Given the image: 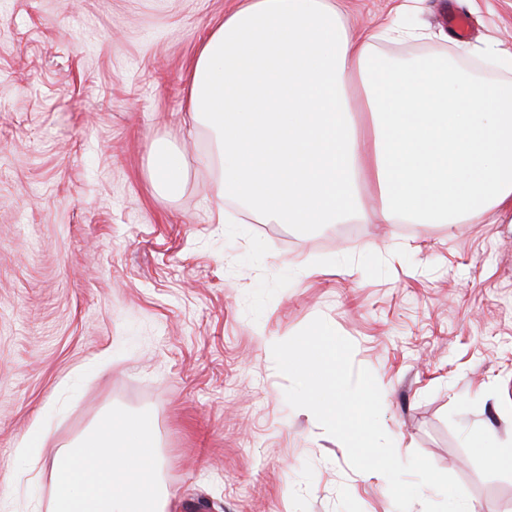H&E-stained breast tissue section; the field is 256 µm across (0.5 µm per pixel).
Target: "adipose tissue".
I'll list each match as a JSON object with an SVG mask.
<instances>
[{
    "label": "adipose tissue",
    "mask_w": 512,
    "mask_h": 512,
    "mask_svg": "<svg viewBox=\"0 0 512 512\" xmlns=\"http://www.w3.org/2000/svg\"><path fill=\"white\" fill-rule=\"evenodd\" d=\"M400 0L377 33L342 26L325 0H240L201 44L188 74L196 123L215 136L220 220L265 215L303 228L371 220L373 183L390 224H456L512 212V50L489 83L438 60L392 67L375 38L416 37ZM360 72L368 90L370 153H362L343 89ZM156 185L182 183L167 144L153 152ZM51 512H167L149 416H105L55 456Z\"/></svg>",
    "instance_id": "adipose-tissue-1"
}]
</instances>
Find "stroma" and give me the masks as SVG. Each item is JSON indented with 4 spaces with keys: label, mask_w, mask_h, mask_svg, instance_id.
<instances>
[{
    "label": "stroma",
    "mask_w": 512,
    "mask_h": 512,
    "mask_svg": "<svg viewBox=\"0 0 512 512\" xmlns=\"http://www.w3.org/2000/svg\"><path fill=\"white\" fill-rule=\"evenodd\" d=\"M467 17L459 36L447 3ZM237 0H0V512H48L51 461L101 417L150 415L168 512H395L388 485L285 399L266 339L323 317L382 392L400 458L425 455L475 512H512V216L221 224L212 144L187 106L201 43ZM375 30L393 0H340ZM395 60L463 67L512 46V0H415ZM183 161L155 188L151 152ZM152 159L156 185L163 192L176 193L181 187L183 177L180 155L167 144L159 143L154 149ZM484 451L486 453V460L488 463L498 470H512V448L502 447L498 445L496 440L484 434ZM32 448H38L37 439L23 438L18 448L19 455L25 461V467L21 470V475L26 476L29 480L35 479L42 468L41 458L33 451Z\"/></svg>",
    "instance_id": "obj_1"
}]
</instances>
